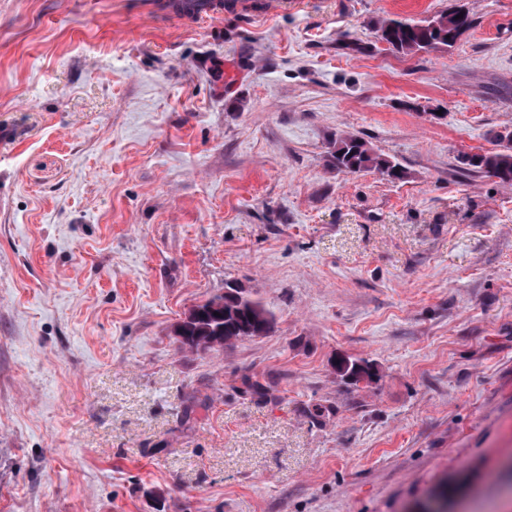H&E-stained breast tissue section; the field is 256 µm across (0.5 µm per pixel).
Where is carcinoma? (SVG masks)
Instances as JSON below:
<instances>
[{
    "label": "carcinoma",
    "mask_w": 512,
    "mask_h": 512,
    "mask_svg": "<svg viewBox=\"0 0 512 512\" xmlns=\"http://www.w3.org/2000/svg\"><path fill=\"white\" fill-rule=\"evenodd\" d=\"M469 12L461 7L430 19L383 18L374 22L377 40L404 55L430 54L452 48L459 36L473 26ZM336 169L348 173L376 171L390 180H402L406 172L399 164L376 152L353 135H338L330 152ZM471 170L512 186V149H489L463 159ZM272 314L258 301L239 292L214 296L196 306L179 324L177 336L188 349H214L271 330Z\"/></svg>",
    "instance_id": "cac0c4a2"
}]
</instances>
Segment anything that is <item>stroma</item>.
<instances>
[{"instance_id": "obj_1", "label": "stroma", "mask_w": 512, "mask_h": 512, "mask_svg": "<svg viewBox=\"0 0 512 512\" xmlns=\"http://www.w3.org/2000/svg\"><path fill=\"white\" fill-rule=\"evenodd\" d=\"M256 2L0 0V512H512V186L461 162L512 135V0ZM231 287L271 331L181 348ZM149 6L147 14L174 17L187 25L224 12L221 0H151ZM460 14L463 17L456 19ZM473 23L469 12L457 7L421 21L383 18L376 20L372 28L377 40L386 44L389 50L404 55H418L452 48ZM331 145L332 163L338 170L348 173L376 171L390 180H402L406 177V172L399 164L377 153L362 138L336 135Z\"/></svg>"}]
</instances>
